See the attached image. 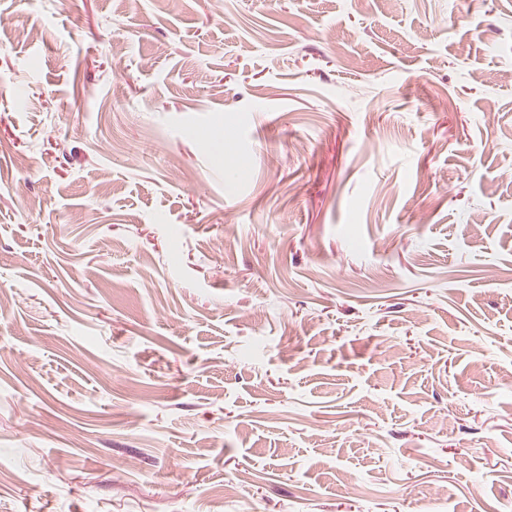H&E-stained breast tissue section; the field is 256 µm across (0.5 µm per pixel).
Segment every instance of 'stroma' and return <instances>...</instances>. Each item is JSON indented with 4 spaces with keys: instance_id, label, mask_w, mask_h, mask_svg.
Masks as SVG:
<instances>
[{
    "instance_id": "stroma-1",
    "label": "stroma",
    "mask_w": 512,
    "mask_h": 512,
    "mask_svg": "<svg viewBox=\"0 0 512 512\" xmlns=\"http://www.w3.org/2000/svg\"><path fill=\"white\" fill-rule=\"evenodd\" d=\"M1 293L0 512H512V0H0Z\"/></svg>"
}]
</instances>
